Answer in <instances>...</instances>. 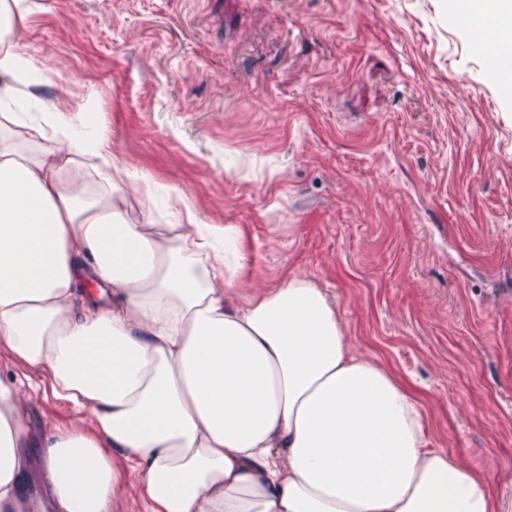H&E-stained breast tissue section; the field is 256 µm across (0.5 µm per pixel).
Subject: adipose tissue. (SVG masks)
<instances>
[{"instance_id":"ef3b65f1","label":"adipose tissue","mask_w":512,"mask_h":512,"mask_svg":"<svg viewBox=\"0 0 512 512\" xmlns=\"http://www.w3.org/2000/svg\"><path fill=\"white\" fill-rule=\"evenodd\" d=\"M35 0H0V349L70 422L41 443L50 512H512L427 436L420 396L295 273L248 284L241 225L119 159L103 126L18 86ZM19 385L0 379V512H21ZM120 476L112 494V512H146L147 504L138 492V482L122 462L118 465Z\"/></svg>"}]
</instances>
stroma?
<instances>
[{
	"instance_id": "obj_1",
	"label": "stroma",
	"mask_w": 512,
	"mask_h": 512,
	"mask_svg": "<svg viewBox=\"0 0 512 512\" xmlns=\"http://www.w3.org/2000/svg\"><path fill=\"white\" fill-rule=\"evenodd\" d=\"M21 55L113 152L241 225L249 281L306 274L512 494V96L456 0H38ZM242 163L225 172L224 156ZM31 441L77 414L40 373Z\"/></svg>"
}]
</instances>
